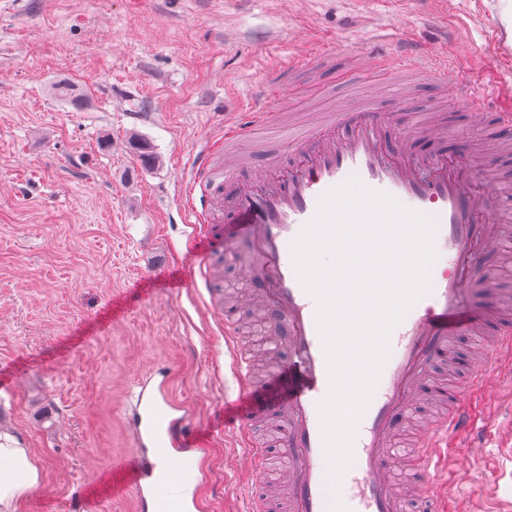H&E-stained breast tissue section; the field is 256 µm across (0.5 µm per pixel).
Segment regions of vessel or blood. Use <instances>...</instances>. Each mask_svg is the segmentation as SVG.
Wrapping results in <instances>:
<instances>
[{
	"label": "vessel or blood",
	"mask_w": 512,
	"mask_h": 512,
	"mask_svg": "<svg viewBox=\"0 0 512 512\" xmlns=\"http://www.w3.org/2000/svg\"><path fill=\"white\" fill-rule=\"evenodd\" d=\"M409 69L423 74L446 102L478 94V86L460 78L457 64L420 49L414 34L404 33L394 48L361 56L358 71L367 79L362 105L331 113L291 137L293 161L228 170L219 160L225 142L276 126L272 105L287 99L289 87L280 80L261 87L247 111L225 114L223 125L197 145L188 162L181 203L190 229L187 251L200 252L206 266L225 247L250 246L254 260L241 274L260 285L271 322L286 328L288 358L259 386L237 341L236 316L224 317V358L241 408L231 436L253 484L263 480L265 450L253 440L251 424L267 412L280 423L277 447L287 466L278 477L277 512H329L332 501L317 409L328 390L326 361L315 302L296 277L291 245L320 198L348 178L358 177L432 218L437 252L431 289L393 331L391 355L358 424L354 463L342 477L349 487L343 499L348 512H404L407 498L418 491L425 512H450L453 441L476 429L500 378L512 380V300L480 311L470 305L484 256L512 222V210L489 200L487 179L502 147L512 144V89L502 94L497 127L482 156L451 155L443 148V121L432 117L399 131L378 110L390 77ZM417 138L436 143L437 151L417 153ZM464 335L479 337L482 345L460 364L454 345ZM439 363L447 364L449 375H462V382L432 387L431 370ZM428 399L442 406L441 414L422 415ZM128 426L146 450L130 480L141 512H204L207 441L190 432L188 409L172 398L166 381L141 382Z\"/></svg>",
	"instance_id": "vessel-or-blood-1"
}]
</instances>
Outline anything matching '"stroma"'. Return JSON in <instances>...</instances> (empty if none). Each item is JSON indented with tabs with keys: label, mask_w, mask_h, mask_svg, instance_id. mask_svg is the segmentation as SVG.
Wrapping results in <instances>:
<instances>
[{
	"label": "stroma",
	"mask_w": 512,
	"mask_h": 512,
	"mask_svg": "<svg viewBox=\"0 0 512 512\" xmlns=\"http://www.w3.org/2000/svg\"><path fill=\"white\" fill-rule=\"evenodd\" d=\"M512 0H11L0 9V425L22 438L42 484L17 512H136L128 464L133 394L166 368L173 395L209 440L207 512H247L239 450L224 434V317L192 286L179 215L193 146L247 107L291 55L320 53L279 105L280 129L232 142L245 163L289 155L288 132L360 102L358 56L413 30L430 52L462 61L484 123L440 103L428 83L407 124L439 112L448 151L485 138L512 64L494 41ZM70 85L62 100L55 84ZM156 160L144 166L139 148ZM490 285L472 307L512 292V241L488 253ZM498 423L462 442L448 481L460 512H512V387L499 384Z\"/></svg>",
	"instance_id": "stroma-1"
}]
</instances>
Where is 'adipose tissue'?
<instances>
[{
    "mask_svg": "<svg viewBox=\"0 0 512 512\" xmlns=\"http://www.w3.org/2000/svg\"><path fill=\"white\" fill-rule=\"evenodd\" d=\"M41 474L29 449L12 433L0 431V512H16L39 487Z\"/></svg>",
    "mask_w": 512,
    "mask_h": 512,
    "instance_id": "obj_1",
    "label": "adipose tissue"
}]
</instances>
